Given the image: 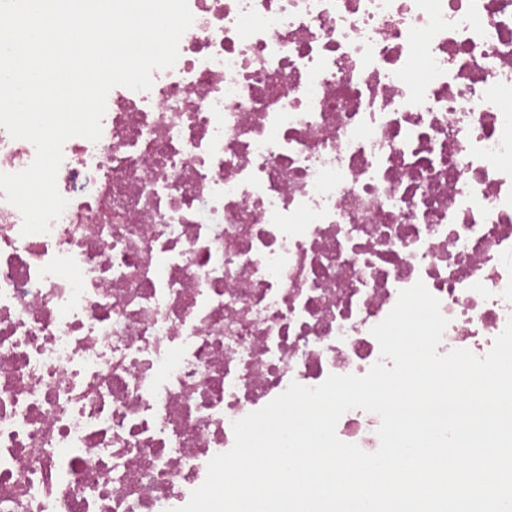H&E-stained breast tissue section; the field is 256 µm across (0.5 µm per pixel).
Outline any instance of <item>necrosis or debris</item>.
Instances as JSON below:
<instances>
[{"label": "necrosis or debris", "mask_w": 512, "mask_h": 512, "mask_svg": "<svg viewBox=\"0 0 512 512\" xmlns=\"http://www.w3.org/2000/svg\"><path fill=\"white\" fill-rule=\"evenodd\" d=\"M188 6L65 142L49 232L0 197V512H175L234 421L367 373L416 282L439 353L512 319V0Z\"/></svg>", "instance_id": "1"}]
</instances>
